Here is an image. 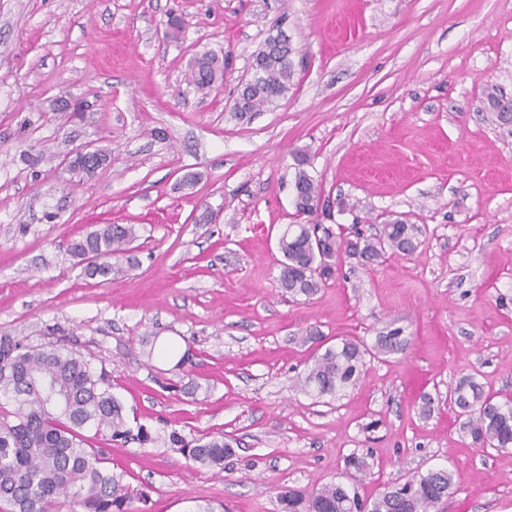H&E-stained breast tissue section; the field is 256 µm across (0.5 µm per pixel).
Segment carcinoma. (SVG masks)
I'll use <instances>...</instances> for the list:
<instances>
[{"label":"carcinoma","mask_w":512,"mask_h":512,"mask_svg":"<svg viewBox=\"0 0 512 512\" xmlns=\"http://www.w3.org/2000/svg\"><path fill=\"white\" fill-rule=\"evenodd\" d=\"M292 55L291 45L280 36H268L252 55L258 77L238 89L233 110L257 112L285 97L295 75ZM224 69V59L205 51L194 58L188 81L206 93L224 81ZM308 164L307 156L297 158L293 200L297 214L310 216L320 204L321 189L305 169ZM422 236L420 225L400 218L384 222L372 236L353 239H343L321 224H290L278 239L280 288L293 297L309 298L335 278L344 260L364 266L388 252L412 257ZM136 238L132 224H104L73 242L70 252L88 261L84 271L89 278L108 280L128 271L123 259ZM366 354L357 340L345 338L317 356L298 384L311 395L333 396L356 382ZM449 399L466 417L464 428L473 445H512L508 397L485 392L470 377L449 391ZM88 429L111 442L155 441L144 427H131L108 375L94 371L81 354L0 336V503L9 506L8 512H61L66 503L73 512H131V504L144 499L124 482V474L102 466L105 449L84 447L83 431ZM168 441L194 463L220 469L236 444L224 433L187 441L175 430ZM346 467L350 479L370 472L368 461L354 454ZM455 485V474L438 468L390 486L370 503L344 483L286 490L280 503L283 512H435Z\"/></svg>","instance_id":"obj_1"}]
</instances>
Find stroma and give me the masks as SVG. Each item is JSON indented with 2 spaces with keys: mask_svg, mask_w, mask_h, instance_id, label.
<instances>
[{
  "mask_svg": "<svg viewBox=\"0 0 512 512\" xmlns=\"http://www.w3.org/2000/svg\"><path fill=\"white\" fill-rule=\"evenodd\" d=\"M279 30L286 97L233 112ZM201 51L230 58L206 94L187 81ZM491 90L512 98V0H0V335L80 352L151 431L237 439L212 469L88 437L147 489L144 512H282L283 490L343 481L353 454L372 465L361 497L445 467L458 490L442 512H512V448L472 445L448 401L469 375L512 394V127ZM86 142L108 155L91 177L63 163ZM301 150L314 222L369 234L401 213L425 227L419 252L289 298L277 238ZM99 224L138 235L131 269L102 283L67 250ZM392 331L401 350L378 353ZM343 336L370 352L358 381L302 391Z\"/></svg>",
  "mask_w": 512,
  "mask_h": 512,
  "instance_id": "obj_1",
  "label": "stroma"
}]
</instances>
